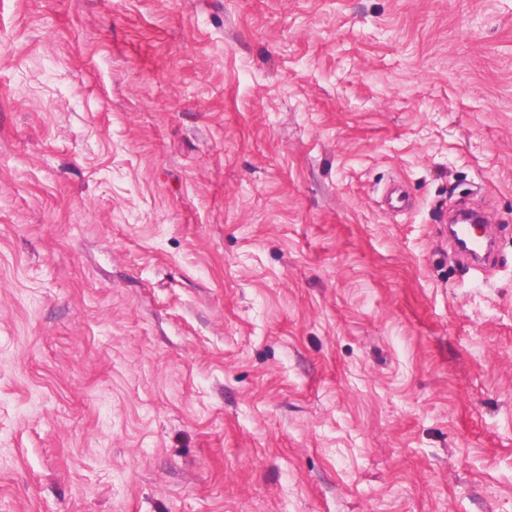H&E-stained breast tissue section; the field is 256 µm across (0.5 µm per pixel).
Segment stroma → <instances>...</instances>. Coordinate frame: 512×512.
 <instances>
[{
  "mask_svg": "<svg viewBox=\"0 0 512 512\" xmlns=\"http://www.w3.org/2000/svg\"><path fill=\"white\" fill-rule=\"evenodd\" d=\"M0 512H512V0H0Z\"/></svg>",
  "mask_w": 512,
  "mask_h": 512,
  "instance_id": "stroma-1",
  "label": "stroma"
}]
</instances>
